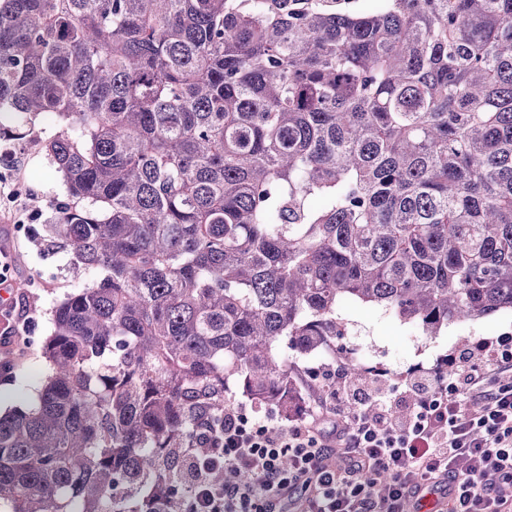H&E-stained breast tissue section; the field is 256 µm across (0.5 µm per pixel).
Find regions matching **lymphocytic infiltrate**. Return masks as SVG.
Listing matches in <instances>:
<instances>
[{
	"instance_id": "obj_1",
	"label": "lymphocytic infiltrate",
	"mask_w": 512,
	"mask_h": 512,
	"mask_svg": "<svg viewBox=\"0 0 512 512\" xmlns=\"http://www.w3.org/2000/svg\"><path fill=\"white\" fill-rule=\"evenodd\" d=\"M31 322L24 309L0 332V378L11 377ZM511 369L512 336H500L448 368L363 387L338 363L309 420L227 401L224 441L196 464L181 512H402L432 487L443 488L447 512H512V383L497 381ZM399 396L408 410L396 409ZM368 403L374 414L364 412ZM217 469L220 486L208 479Z\"/></svg>"
}]
</instances>
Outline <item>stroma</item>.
I'll list each match as a JSON object with an SVG mask.
<instances>
[{
    "mask_svg": "<svg viewBox=\"0 0 512 512\" xmlns=\"http://www.w3.org/2000/svg\"><path fill=\"white\" fill-rule=\"evenodd\" d=\"M51 127V121L42 120L34 125L38 139L23 144L0 141V177L8 178L16 170L22 172L24 182L19 190L26 207L25 215L16 217L11 203L0 198V243L16 251L12 274L14 293L24 297L35 319L29 347L14 368L13 381L0 383V408L4 410L35 398L44 376L41 349L52 332L54 307L65 295L77 292L95 279L94 274L74 272L68 255L44 248L40 243L45 225L53 222L57 205L66 198L65 183L50 164L44 148ZM336 315L344 325V334L333 339L331 352L316 360L293 354L288 357L301 396L297 414L310 413L316 407L310 392L309 367L318 363L335 364V351L345 347L360 345L364 356L379 369L400 374L414 367H432L451 352L479 340L512 334V316L501 314L453 324L435 336L422 335L415 327L380 308L349 304L338 307Z\"/></svg>",
    "mask_w": 512,
    "mask_h": 512,
    "instance_id": "obj_1",
    "label": "stroma"
}]
</instances>
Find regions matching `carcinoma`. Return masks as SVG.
<instances>
[{"label":"carcinoma","instance_id":"carcinoma-1","mask_svg":"<svg viewBox=\"0 0 512 512\" xmlns=\"http://www.w3.org/2000/svg\"><path fill=\"white\" fill-rule=\"evenodd\" d=\"M53 114L64 297L8 512H176L228 380L283 416L343 301L512 311V0H0V139Z\"/></svg>","mask_w":512,"mask_h":512}]
</instances>
